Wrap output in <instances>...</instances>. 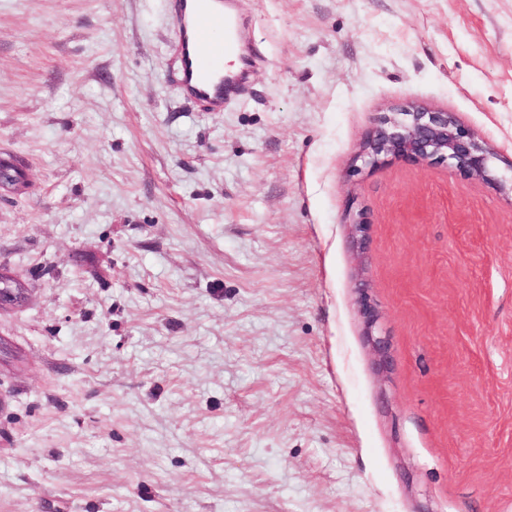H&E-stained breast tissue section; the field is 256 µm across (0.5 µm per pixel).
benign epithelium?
Instances as JSON below:
<instances>
[{"label":"benign epithelium","instance_id":"benign-epithelium-1","mask_svg":"<svg viewBox=\"0 0 512 512\" xmlns=\"http://www.w3.org/2000/svg\"><path fill=\"white\" fill-rule=\"evenodd\" d=\"M365 162L449 161L465 176L488 181L492 149L446 112L412 106L402 118L383 117L364 143Z\"/></svg>","mask_w":512,"mask_h":512}]
</instances>
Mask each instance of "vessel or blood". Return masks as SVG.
<instances>
[{"mask_svg": "<svg viewBox=\"0 0 512 512\" xmlns=\"http://www.w3.org/2000/svg\"><path fill=\"white\" fill-rule=\"evenodd\" d=\"M177 75L183 94L203 111H223L243 90L224 61L242 53L240 22L232 0H172Z\"/></svg>", "mask_w": 512, "mask_h": 512, "instance_id": "b4317fda", "label": "vessel or blood"}]
</instances>
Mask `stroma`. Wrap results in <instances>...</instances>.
Returning <instances> with one entry per match:
<instances>
[{
	"label": "stroma",
	"instance_id": "35a3bbf8",
	"mask_svg": "<svg viewBox=\"0 0 512 512\" xmlns=\"http://www.w3.org/2000/svg\"><path fill=\"white\" fill-rule=\"evenodd\" d=\"M168 3L0 0V512H512V0H237L220 112ZM401 119L383 117L364 143L365 162L451 161L465 176L492 180V149L447 112L411 106Z\"/></svg>",
	"mask_w": 512,
	"mask_h": 512
}]
</instances>
